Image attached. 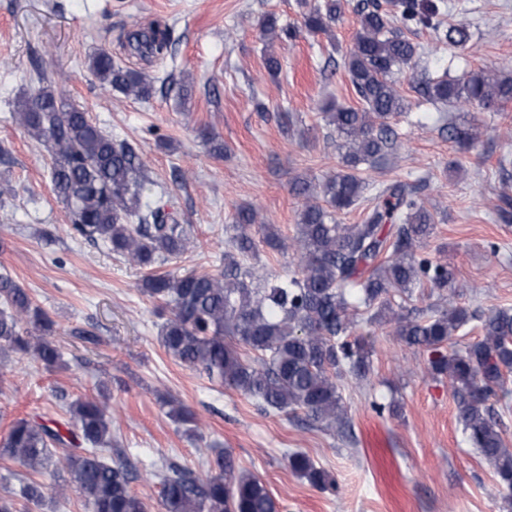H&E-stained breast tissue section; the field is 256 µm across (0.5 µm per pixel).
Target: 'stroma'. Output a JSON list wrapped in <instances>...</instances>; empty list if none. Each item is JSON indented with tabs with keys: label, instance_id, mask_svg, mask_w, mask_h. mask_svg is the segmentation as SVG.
I'll list each match as a JSON object with an SVG mask.
<instances>
[{
	"label": "stroma",
	"instance_id": "stroma-1",
	"mask_svg": "<svg viewBox=\"0 0 512 512\" xmlns=\"http://www.w3.org/2000/svg\"><path fill=\"white\" fill-rule=\"evenodd\" d=\"M465 9L474 31L470 49L432 45V33L413 34L424 56L405 68L398 87L424 125L397 121V144L377 180L423 179L422 195L439 213L433 235L418 252L456 273V306L487 314L512 307V103L503 111L473 108L455 115L468 135L461 149L442 132L441 110L413 89L420 73L455 77L485 70L512 77V0H445ZM300 0H0V272L25 288L57 324L53 336L68 364L49 370L31 356L0 355V438L12 421L40 417L66 426L79 399L104 404L112 438L129 464L176 463L204 475L214 449L230 452L240 469L258 476L284 512H512L498 492L493 467L466 441L448 380L430 372L429 350L402 342L390 324L359 322L371 347L367 381L337 385L351 424L350 438L312 426L304 414H265L242 393L211 382L167 355L158 336L169 315L141 294V270L103 245L71 237L66 211L52 192L48 154L13 119L35 70L65 69L71 79L56 93L93 122L139 148L152 198L173 200L192 234L168 270L220 272L227 224L250 204L292 238L302 200L296 178L320 180L342 166L339 140L325 125L326 99L357 105L345 61L359 17L346 5L332 35L302 34L275 41L281 71L264 66L259 22L301 25ZM152 20L168 23L172 57L150 63L125 52L120 29ZM101 48L154 83L170 76L188 84L187 106L174 95L133 100L103 87L88 70ZM266 111L255 109L256 102ZM224 142L209 155L207 134ZM92 329L99 345L70 338ZM198 417L196 434L169 418L168 400ZM396 402L377 414L374 403ZM301 451L336 479L321 491L292 472L287 455Z\"/></svg>",
	"mask_w": 512,
	"mask_h": 512
}]
</instances>
